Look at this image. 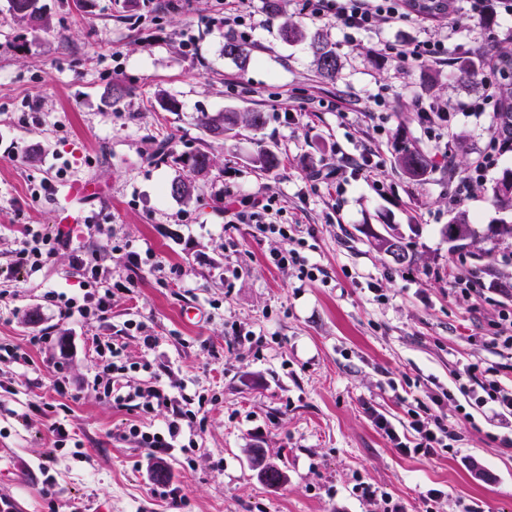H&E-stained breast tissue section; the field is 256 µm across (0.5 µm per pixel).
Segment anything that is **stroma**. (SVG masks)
<instances>
[{
  "label": "stroma",
  "instance_id": "obj_1",
  "mask_svg": "<svg viewBox=\"0 0 512 512\" xmlns=\"http://www.w3.org/2000/svg\"><path fill=\"white\" fill-rule=\"evenodd\" d=\"M50 34L14 21L0 0V342L27 347V363L0 364V498L14 512H382L380 499L354 493L364 483L388 492L406 512H512V431L461 392L470 364L493 368L512 387V352L493 342L499 313L512 309V239L492 234L512 212L492 188L512 152L472 184L457 208L448 194L486 146L492 113L455 115L448 156L419 124L417 99L461 101L480 78L461 81L457 65L417 66L382 51L385 42L450 38L462 57L492 50L512 15L478 24L469 0L456 20L408 19L384 34L343 38L332 19H307L302 0H284L288 17L328 35L341 58L335 81L321 80L307 43L282 39L261 0H245L251 27L224 23V0H38ZM235 36L250 54L223 53ZM128 89L113 102V84ZM388 103L375 107V94ZM174 109H167L166 101ZM259 112L261 128L240 123L215 138L200 113ZM423 151L426 181L406 178L395 148ZM279 165L260 169V150ZM209 151L213 166L191 198L169 193L182 160ZM94 183L98 198L65 196L73 181ZM272 199L251 217L226 212L232 198ZM78 213L113 287L126 271L115 244L152 251L167 274L140 268L131 292L80 324L43 301L56 289L83 295L84 275L62 250L39 272L14 265L24 225L56 231L63 211ZM464 212L481 236L451 249L442 230ZM281 224L287 236L263 234ZM395 227L411 255L395 264L372 245ZM497 261L481 271L480 255ZM297 251L321 269L301 284L295 267L272 256ZM472 277L476 292L450 289ZM158 338L145 350L132 322ZM254 332L237 343L233 330ZM111 337L128 366L116 386L166 388L205 399L203 428L186 456L168 458L156 481L147 449L124 438L140 421L93 384V336ZM42 344L30 345L31 337ZM151 372H142L143 363ZM68 393L51 388L56 373ZM63 400L62 410L46 403ZM442 417L457 439L429 456L400 452L374 424L380 413L404 440L412 412ZM72 434L53 449L52 423ZM280 468L283 483L262 482L256 457ZM54 485V504L41 495ZM182 498H168L169 486ZM439 496L427 500L428 490Z\"/></svg>",
  "mask_w": 512,
  "mask_h": 512
}]
</instances>
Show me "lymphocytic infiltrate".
<instances>
[{"instance_id": "1", "label": "lymphocytic infiltrate", "mask_w": 512, "mask_h": 512, "mask_svg": "<svg viewBox=\"0 0 512 512\" xmlns=\"http://www.w3.org/2000/svg\"><path fill=\"white\" fill-rule=\"evenodd\" d=\"M405 2L406 0H303L302 12L313 19H335L344 30L346 38L350 39L359 33H383L405 20ZM389 51L399 61L422 65L445 66L458 58L455 48L444 40L400 43L390 46ZM483 84L482 94L456 104L440 99L414 102L413 107L421 124L435 141H442V129L447 126L451 112L467 115H480L486 112L497 96V87L492 75L489 74L484 76ZM510 151L511 139L502 136L491 138L480 153L471 173L458 179L448 197L449 205L459 204L468 195L472 182L484 178L498 157ZM62 247L69 249L73 267L83 271L86 286L93 288L97 296L96 306L88 308L76 296L53 289L44 293L45 302L53 307L59 316L66 319H85L91 311L102 312L110 309L116 300L111 285L103 282L98 265L90 260L73 238L48 234L33 226H25L23 242L16 252L14 265L29 272L39 271ZM94 344L96 353L104 359L102 370L95 375L94 382L102 386L104 394L111 397L115 405H132L141 412L148 413L169 404L170 396L161 387L152 386L145 390L134 387L126 391L114 388L107 382L106 377L118 371L122 351L111 339L105 337L95 338ZM198 425L197 412L179 408L173 410L163 430L156 431L133 423L126 429L125 434L132 438L138 447L148 449L151 455L170 457L178 451L187 452L186 440L195 435Z\"/></svg>"}]
</instances>
